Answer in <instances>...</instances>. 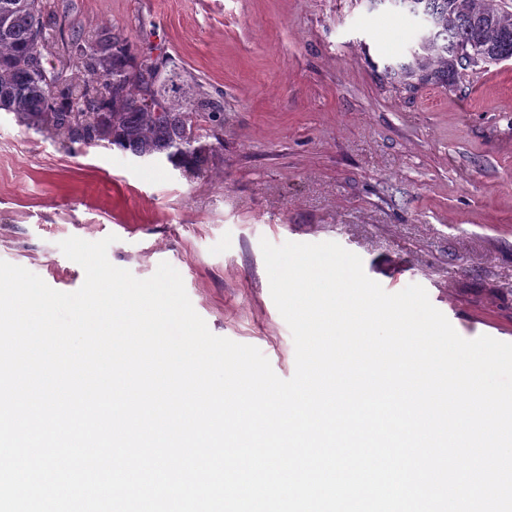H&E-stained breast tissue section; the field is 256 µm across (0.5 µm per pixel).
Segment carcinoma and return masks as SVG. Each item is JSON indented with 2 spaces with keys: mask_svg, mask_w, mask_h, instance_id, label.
Listing matches in <instances>:
<instances>
[{
  "mask_svg": "<svg viewBox=\"0 0 512 512\" xmlns=\"http://www.w3.org/2000/svg\"><path fill=\"white\" fill-rule=\"evenodd\" d=\"M420 19L412 60L390 68L408 89L452 86L469 68L512 59V11L497 0H390ZM44 0H0V110L36 131L71 145L106 142L138 157L164 155L198 169L205 147L193 134L201 113L224 126L219 105L193 89L171 84L159 66L138 59L126 39L97 33L77 37L72 49L101 88L65 83L35 34L46 29ZM467 50L469 60L461 55Z\"/></svg>",
  "mask_w": 512,
  "mask_h": 512,
  "instance_id": "obj_1",
  "label": "carcinoma"
}]
</instances>
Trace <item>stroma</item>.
<instances>
[{
  "mask_svg": "<svg viewBox=\"0 0 512 512\" xmlns=\"http://www.w3.org/2000/svg\"><path fill=\"white\" fill-rule=\"evenodd\" d=\"M47 52L83 76L72 34L106 31L194 78L224 114L199 121L201 173L116 146L78 150L0 112V260L78 290L60 250L117 240L135 277L181 275L210 331L256 346L283 379L291 331L261 240L334 241L396 293L422 285L466 339L512 343V61L453 88L405 89L415 18L389 0H47Z\"/></svg>",
  "mask_w": 512,
  "mask_h": 512,
  "instance_id": "1",
  "label": "stroma"
}]
</instances>
